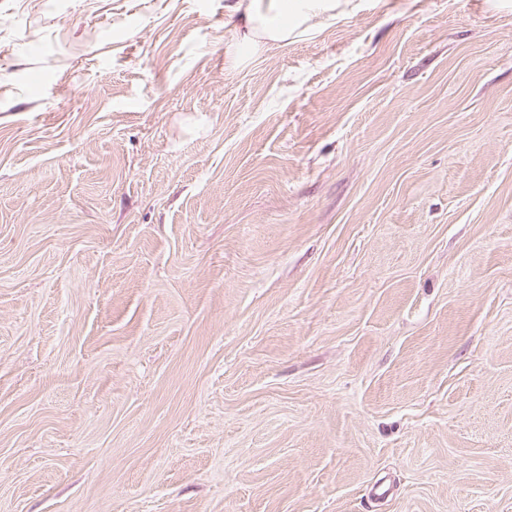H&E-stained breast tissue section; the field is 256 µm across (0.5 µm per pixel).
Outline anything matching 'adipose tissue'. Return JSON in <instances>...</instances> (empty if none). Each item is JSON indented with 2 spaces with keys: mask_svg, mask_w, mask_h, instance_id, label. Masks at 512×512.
<instances>
[{
  "mask_svg": "<svg viewBox=\"0 0 512 512\" xmlns=\"http://www.w3.org/2000/svg\"><path fill=\"white\" fill-rule=\"evenodd\" d=\"M343 0H236L242 28L229 52L241 57L244 49L285 44L310 34L315 19H333Z\"/></svg>",
  "mask_w": 512,
  "mask_h": 512,
  "instance_id": "obj_1",
  "label": "adipose tissue"
}]
</instances>
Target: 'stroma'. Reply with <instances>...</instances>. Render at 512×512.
Here are the masks:
<instances>
[{"label":"stroma","mask_w":512,"mask_h":512,"mask_svg":"<svg viewBox=\"0 0 512 512\" xmlns=\"http://www.w3.org/2000/svg\"><path fill=\"white\" fill-rule=\"evenodd\" d=\"M233 2L0 0V512H512V0ZM349 0H236L242 27L229 53L241 58L244 48L254 50L268 44H288L308 35L316 18L336 19L342 2Z\"/></svg>","instance_id":"obj_1"}]
</instances>
